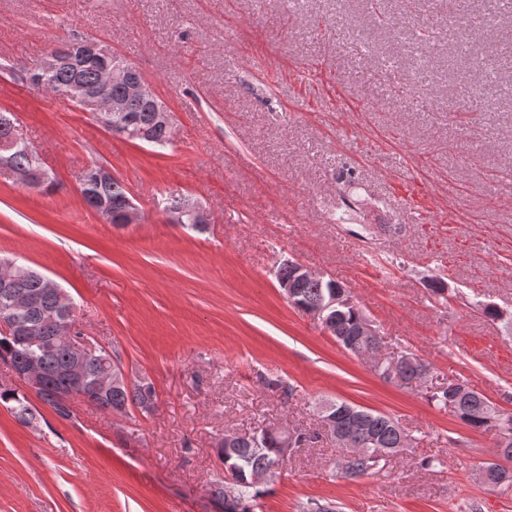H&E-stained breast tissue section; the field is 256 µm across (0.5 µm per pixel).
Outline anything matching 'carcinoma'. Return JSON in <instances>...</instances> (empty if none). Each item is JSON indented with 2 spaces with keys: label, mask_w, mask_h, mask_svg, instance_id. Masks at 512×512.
Instances as JSON below:
<instances>
[{
  "label": "carcinoma",
  "mask_w": 512,
  "mask_h": 512,
  "mask_svg": "<svg viewBox=\"0 0 512 512\" xmlns=\"http://www.w3.org/2000/svg\"><path fill=\"white\" fill-rule=\"evenodd\" d=\"M103 65L97 59H84L75 64H61L55 70L46 72L35 70L30 76V84L38 89L51 90L59 84H77L83 88L95 90L104 96H110L124 102V110L112 115V123L106 126L113 135L131 139L126 133L128 125L135 121L146 128L153 140V147L166 148L173 137V132L164 124L154 120L155 105L142 98L127 96L130 83L143 79L139 70L121 55H112L107 60L112 67L115 79L112 84L104 86L99 83V71ZM15 169H26L38 165V155L30 148L16 149L3 155ZM90 195L83 196V201L97 208L106 223H118L121 211L129 191L115 178L97 182L89 189ZM333 280L323 282L305 280L298 284L300 299L306 306L319 302L327 286ZM20 286L33 303L34 307L18 316L28 319L36 329V342H30L18 336L0 333V359L8 362L12 368L20 369L30 362L37 363L44 371L47 382L58 387L67 379L73 356L69 346V336L59 334L55 318L58 303L56 293L48 288L43 275H21ZM365 316L362 309L351 303L343 310V315L336 318L332 336L349 353L360 356L378 348L379 336H355L352 329L355 323ZM113 368H119L118 355L107 350L98 353L86 361V380L91 381L98 375ZM428 370L424 361L415 367H407L398 381L391 380L385 371L378 375L387 383L400 388L413 389L420 385L418 372ZM51 387V388H53ZM51 388L35 391L38 399L48 405L60 417L67 419L71 410L59 407L50 395ZM155 392L151 383L138 380L133 384H120L109 393L99 397L95 408L103 411L124 413L134 405L148 411L154 403ZM429 400L440 409H448L467 426L478 430L501 432L502 423H512V414L502 413L493 406L483 394L470 386H462V381L448 382V386L436 389ZM0 403L10 405L14 417L26 427L38 420L39 413L30 405L28 398L15 390L0 388ZM336 409L345 411L341 418L340 429L343 437L337 443L347 449L342 463V473L347 478H358L384 467V458L374 456L375 448H383L386 453H396L411 441L408 435L392 417L364 410L345 402L335 403ZM216 454L221 464L219 477L213 482L211 491L224 499V512H255L257 501L269 490V484L255 485L252 474L258 470L268 469L283 463L280 458V445L272 430L266 427L248 436H238L231 446L224 445V439L216 444Z\"/></svg>",
  "instance_id": "carcinoma-1"
}]
</instances>
